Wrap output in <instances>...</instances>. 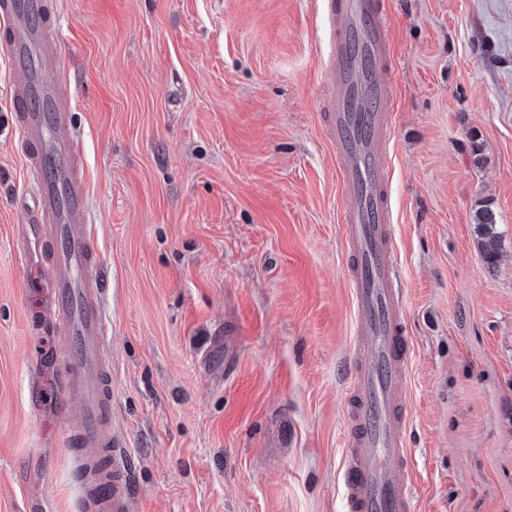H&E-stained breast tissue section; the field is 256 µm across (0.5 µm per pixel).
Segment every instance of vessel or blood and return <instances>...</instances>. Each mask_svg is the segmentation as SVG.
<instances>
[{
    "instance_id": "1",
    "label": "vessel or blood",
    "mask_w": 512,
    "mask_h": 512,
    "mask_svg": "<svg viewBox=\"0 0 512 512\" xmlns=\"http://www.w3.org/2000/svg\"><path fill=\"white\" fill-rule=\"evenodd\" d=\"M329 89L326 138L340 178L341 228L350 260L353 346L345 389L341 480L347 512H412L405 382L411 365L402 294L395 275L388 166L396 56L383 0H318ZM0 46L8 51L14 130L34 189L16 243L35 248L51 299L45 321L64 331L58 374L76 406L68 444L79 459L81 512H129L130 454L110 427L112 367L99 273L101 253L88 221L81 144L68 120L71 100L46 67L62 54L48 0H0Z\"/></svg>"
}]
</instances>
